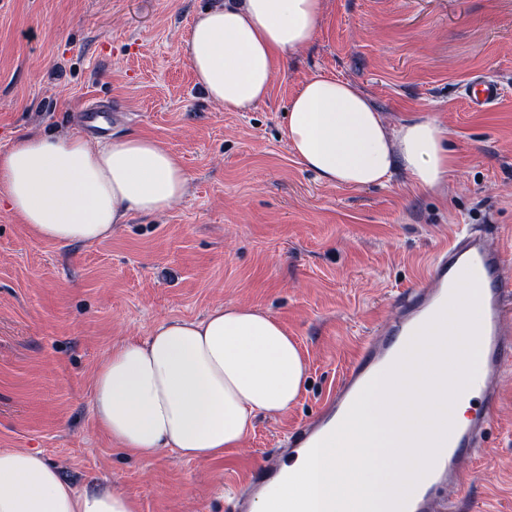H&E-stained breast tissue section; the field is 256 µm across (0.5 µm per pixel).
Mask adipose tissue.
Returning a JSON list of instances; mask_svg holds the SVG:
<instances>
[{
    "mask_svg": "<svg viewBox=\"0 0 512 512\" xmlns=\"http://www.w3.org/2000/svg\"><path fill=\"white\" fill-rule=\"evenodd\" d=\"M322 12L323 0H238L198 15L181 53L213 101L246 111L265 101L278 59L310 41ZM286 137L299 163L333 185L381 184L399 169L434 190L453 168L443 126L429 118L388 126L362 91L333 76L300 85ZM189 183L178 158L141 135L93 146L78 133L31 134L0 153V208L50 242L105 238L131 213L167 211ZM305 377L300 351L277 320L223 304L113 347L96 372L94 419L141 458L169 448L213 459L237 447L257 415L286 412ZM0 512H136V505L107 484L73 488L41 454L0 449Z\"/></svg>",
    "mask_w": 512,
    "mask_h": 512,
    "instance_id": "ef3b65f1",
    "label": "adipose tissue"
}]
</instances>
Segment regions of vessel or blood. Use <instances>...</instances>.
<instances>
[{
	"label": "vessel or blood",
	"mask_w": 512,
	"mask_h": 512,
	"mask_svg": "<svg viewBox=\"0 0 512 512\" xmlns=\"http://www.w3.org/2000/svg\"><path fill=\"white\" fill-rule=\"evenodd\" d=\"M465 98L472 111L482 112L496 105L502 96L500 84L483 75L465 86ZM112 108L87 104L75 117L90 135H109L107 120ZM497 230L461 227L448 244L436 250L419 281L402 293L392 318L365 341L347 367L341 381L305 425L291 432L286 452L270 454L264 463L245 477L242 490L233 499V512H250L253 496L283 474L285 454L308 452L341 422L364 386L398 358L404 342L431 319L448 300L453 286L465 270H472L480 290V343L485 375L474 398L476 408L470 418L453 427L422 489L412 498L406 512H450V492L456 484L462 461L473 458L481 448L492 424L499 392L493 378L512 365V335L503 323L512 318V279L505 271L512 267V253L497 241Z\"/></svg>",
	"instance_id": "b4317fda"
}]
</instances>
